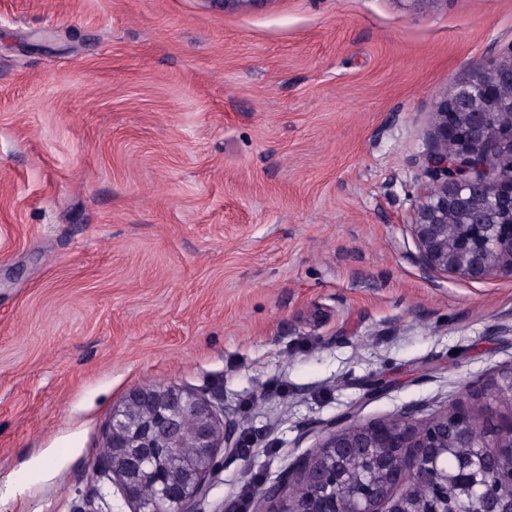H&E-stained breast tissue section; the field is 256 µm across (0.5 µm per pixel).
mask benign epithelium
Instances as JSON below:
<instances>
[{
  "label": "benign epithelium",
  "instance_id": "benign-epithelium-1",
  "mask_svg": "<svg viewBox=\"0 0 512 512\" xmlns=\"http://www.w3.org/2000/svg\"><path fill=\"white\" fill-rule=\"evenodd\" d=\"M506 54L437 108L411 224L428 271L512 276V46ZM493 393L508 407L495 417L472 409L468 388L429 419L413 407L368 421L351 412L322 427L315 452L257 487L254 512H457L448 507L457 488L478 512H512V367ZM242 447L222 390L149 384L112 411L94 472L112 474L133 512H199L224 460L246 459ZM488 457L499 461L492 473Z\"/></svg>",
  "mask_w": 512,
  "mask_h": 512
}]
</instances>
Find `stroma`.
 Segmentation results:
<instances>
[{"instance_id": "1", "label": "stroma", "mask_w": 512, "mask_h": 512, "mask_svg": "<svg viewBox=\"0 0 512 512\" xmlns=\"http://www.w3.org/2000/svg\"><path fill=\"white\" fill-rule=\"evenodd\" d=\"M511 44L512 0H0V512H131L93 465L145 384L240 424L201 512L350 409L497 413L512 278L427 272L410 224L438 103Z\"/></svg>"}]
</instances>
